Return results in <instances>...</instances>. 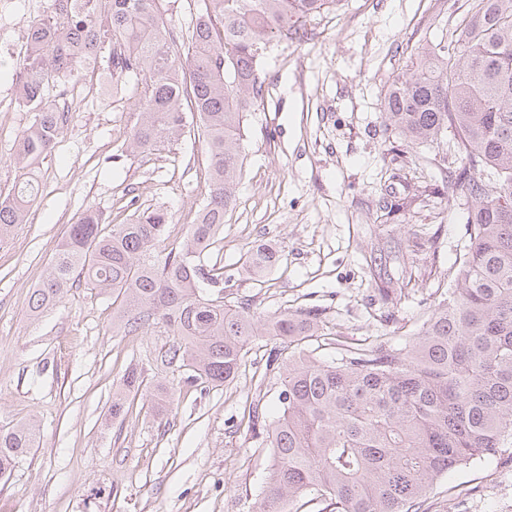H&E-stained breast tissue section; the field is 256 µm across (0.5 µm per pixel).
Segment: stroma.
Listing matches in <instances>:
<instances>
[{
	"instance_id": "1",
	"label": "stroma",
	"mask_w": 512,
	"mask_h": 512,
	"mask_svg": "<svg viewBox=\"0 0 512 512\" xmlns=\"http://www.w3.org/2000/svg\"><path fill=\"white\" fill-rule=\"evenodd\" d=\"M17 35L0 39V194L21 180L11 157L34 114L19 104L17 71L33 21L54 0H9ZM468 0H341L298 42L272 45L261 99L246 120L236 205L208 252L230 281L228 301L270 317L315 306L352 340L403 345L448 298V269L465 244L468 204L448 180L446 144L389 137L380 107L422 47L454 30ZM142 88L87 66L48 97L67 114L38 169L41 193L28 221L0 242V424L36 419L35 448L0 475V512H257L273 460L249 427L279 413L281 377L266 372L270 336L253 342L231 383L178 389L160 356L175 338L163 325L136 335L112 325V301L74 284L41 317L29 301L70 224L96 209L114 224L147 207L167 209L182 237L207 198L202 141L155 151L128 148ZM415 194L408 211L382 218L387 196ZM278 249L264 281L241 268L252 246ZM411 282L401 302L380 291ZM145 386L118 420L112 391L128 366ZM427 512H512V462L487 455L440 476Z\"/></svg>"
}]
</instances>
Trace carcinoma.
<instances>
[{
    "instance_id": "cac0c4a2",
    "label": "carcinoma",
    "mask_w": 512,
    "mask_h": 512,
    "mask_svg": "<svg viewBox=\"0 0 512 512\" xmlns=\"http://www.w3.org/2000/svg\"><path fill=\"white\" fill-rule=\"evenodd\" d=\"M338 0H203L176 43L160 0H55V16L32 24L19 103L36 112L12 162L25 174L0 199V240L22 224L39 194L35 166L52 152L64 116L46 90L107 59L112 74L142 85L139 119L127 146L154 150L184 134L186 112L206 145V203L184 238L168 242V212L148 207L126 224L86 210L57 246L31 295L38 316L79 278L112 298L113 321L128 335L157 321L179 342L167 364L193 388L233 381L259 336L288 344L279 416L265 432L273 458L259 512H424L434 481L512 447V0H471L454 45L420 52L384 98V131L411 145L453 135V171L468 207V243L448 302L401 347L327 336L316 307L259 320L249 304L224 302V267L207 250L224 226L243 173V121L262 95L271 44L296 42L305 23ZM279 261L268 246L243 255L261 280ZM327 337L336 360L308 342ZM129 368L109 413L128 412L143 388ZM33 421L0 426V474L34 447Z\"/></svg>"
}]
</instances>
